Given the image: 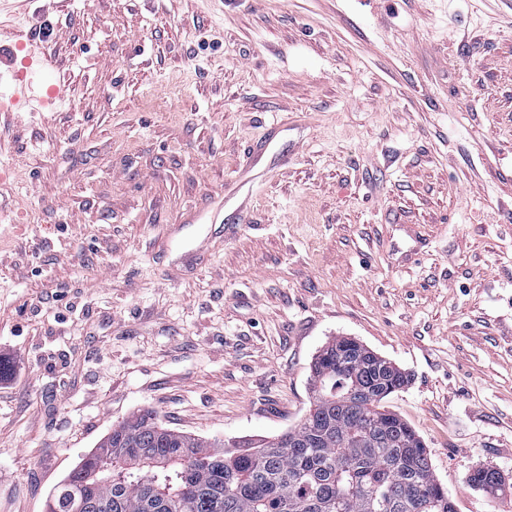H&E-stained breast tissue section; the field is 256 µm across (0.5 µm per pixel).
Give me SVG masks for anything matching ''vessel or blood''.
<instances>
[{
	"label": "vessel or blood",
	"mask_w": 512,
	"mask_h": 512,
	"mask_svg": "<svg viewBox=\"0 0 512 512\" xmlns=\"http://www.w3.org/2000/svg\"><path fill=\"white\" fill-rule=\"evenodd\" d=\"M54 65L48 41L19 39L0 50V70L10 71L12 81L0 93V112H40L50 108L61 95L57 84H44L33 75Z\"/></svg>",
	"instance_id": "b4317fda"
}]
</instances>
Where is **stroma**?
<instances>
[{
  "label": "stroma",
  "instance_id": "obj_1",
  "mask_svg": "<svg viewBox=\"0 0 512 512\" xmlns=\"http://www.w3.org/2000/svg\"><path fill=\"white\" fill-rule=\"evenodd\" d=\"M0 512L140 409L245 444L351 337L456 512H512V0H0ZM250 196L247 218L235 213ZM49 40L50 35H46L41 37L40 44L27 38L0 45V70L10 71L12 75L6 91L0 93V112H41L60 97V85H46L32 78L33 73L54 67L55 57L50 51ZM19 56L21 68L17 69ZM472 486L496 496L505 491V478L495 467L487 466L475 469L469 476Z\"/></svg>",
  "mask_w": 512,
  "mask_h": 512
}]
</instances>
